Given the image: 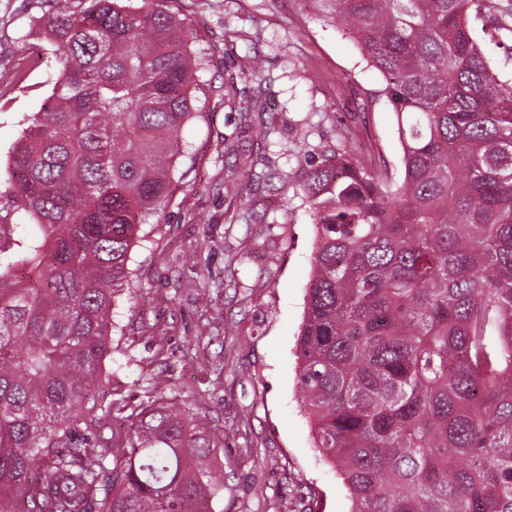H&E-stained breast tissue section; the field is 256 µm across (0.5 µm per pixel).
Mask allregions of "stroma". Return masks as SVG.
<instances>
[{"mask_svg": "<svg viewBox=\"0 0 512 512\" xmlns=\"http://www.w3.org/2000/svg\"><path fill=\"white\" fill-rule=\"evenodd\" d=\"M210 63L200 74V117L182 131L188 149L173 193L141 228L130 254L131 288L113 310L110 384L99 445L126 434L137 406L168 401L207 418L224 441V512H349L340 477L312 442L296 388V338L313 286L314 226L304 169L342 148L341 129L361 140L392 179L403 176L397 118L380 74L356 45L300 0H181ZM48 0H0V221L39 235L12 209L9 151L50 103L59 65L40 24ZM474 35L500 79H512V19ZM256 54L263 73L244 74ZM261 96L267 111L246 129L224 102ZM232 143L236 152H225ZM256 161V174L243 166ZM281 174L267 185L259 172ZM236 176L242 194H224Z\"/></svg>", "mask_w": 512, "mask_h": 512, "instance_id": "1", "label": "stroma"}]
</instances>
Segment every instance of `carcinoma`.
<instances>
[{
  "label": "carcinoma",
  "mask_w": 512,
  "mask_h": 512,
  "mask_svg": "<svg viewBox=\"0 0 512 512\" xmlns=\"http://www.w3.org/2000/svg\"><path fill=\"white\" fill-rule=\"evenodd\" d=\"M179 0H53L52 103L9 152L0 224V512H224V443L170 404L112 461L102 404L112 307L196 115ZM353 40L398 120L403 178L344 148L305 171L314 286L296 340L314 448L353 512H512V81L470 11L494 0H301ZM253 127L259 101L236 102Z\"/></svg>",
  "instance_id": "cac0c4a2"
}]
</instances>
